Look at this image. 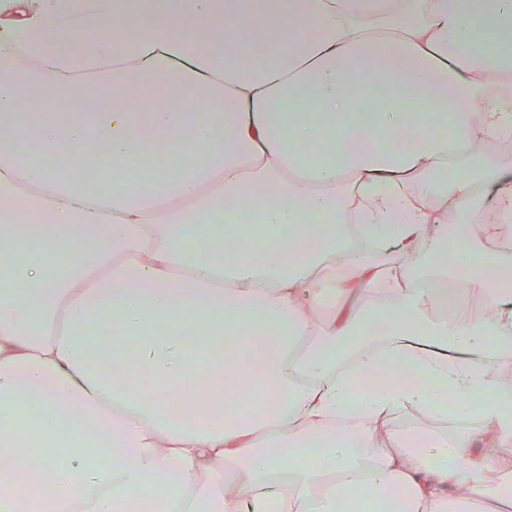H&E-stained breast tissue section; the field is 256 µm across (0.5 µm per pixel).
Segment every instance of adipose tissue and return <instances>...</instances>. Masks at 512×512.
I'll return each instance as SVG.
<instances>
[{"mask_svg":"<svg viewBox=\"0 0 512 512\" xmlns=\"http://www.w3.org/2000/svg\"><path fill=\"white\" fill-rule=\"evenodd\" d=\"M19 113L0 512H470L478 448L512 506V166L475 148L512 139V0H0ZM413 414L464 427L407 448Z\"/></svg>","mask_w":512,"mask_h":512,"instance_id":"obj_1","label":"adipose tissue"}]
</instances>
